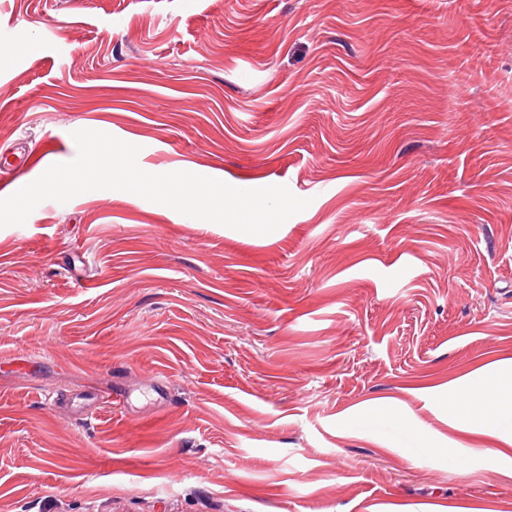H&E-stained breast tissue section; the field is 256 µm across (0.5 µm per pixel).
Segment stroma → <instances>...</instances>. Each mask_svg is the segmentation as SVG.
Wrapping results in <instances>:
<instances>
[{"label":"stroma","instance_id":"stroma-1","mask_svg":"<svg viewBox=\"0 0 512 512\" xmlns=\"http://www.w3.org/2000/svg\"><path fill=\"white\" fill-rule=\"evenodd\" d=\"M83 129L310 204L252 235L94 190L0 228V358L36 361L0 368V512H512L493 439L459 470L337 430L451 436L440 388L512 358V0H0L17 184ZM369 422H383L398 432H408L401 416L392 408L366 404L345 414L338 423V429L345 434H358Z\"/></svg>","mask_w":512,"mask_h":512}]
</instances>
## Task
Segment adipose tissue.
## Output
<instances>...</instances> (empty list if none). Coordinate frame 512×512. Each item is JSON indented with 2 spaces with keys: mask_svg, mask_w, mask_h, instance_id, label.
I'll use <instances>...</instances> for the list:
<instances>
[{
  "mask_svg": "<svg viewBox=\"0 0 512 512\" xmlns=\"http://www.w3.org/2000/svg\"><path fill=\"white\" fill-rule=\"evenodd\" d=\"M448 413V425L456 438L433 444L418 434L420 447H436L455 468H462L460 436H485L497 441L494 458L512 463V359L493 362L459 379L450 381L439 394Z\"/></svg>",
  "mask_w": 512,
  "mask_h": 512,
  "instance_id": "obj_1",
  "label": "adipose tissue"
}]
</instances>
